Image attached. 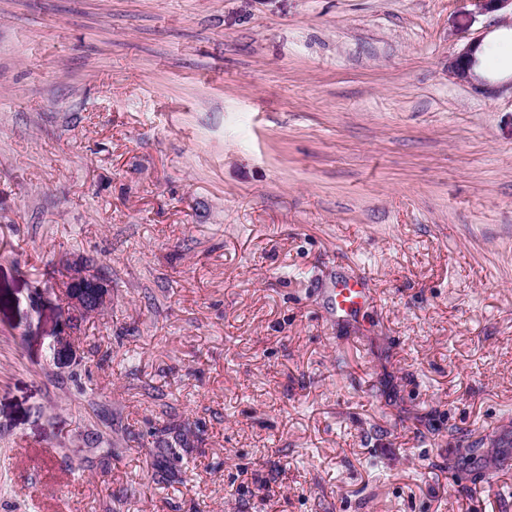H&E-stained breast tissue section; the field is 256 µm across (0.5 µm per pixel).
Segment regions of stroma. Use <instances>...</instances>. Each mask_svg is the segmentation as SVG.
<instances>
[{
  "label": "stroma",
  "mask_w": 512,
  "mask_h": 512,
  "mask_svg": "<svg viewBox=\"0 0 512 512\" xmlns=\"http://www.w3.org/2000/svg\"><path fill=\"white\" fill-rule=\"evenodd\" d=\"M467 0H0V512H512V89ZM112 298L79 320L63 262ZM376 302L336 320L328 288ZM483 43V37L477 36L469 40L462 48L448 56V75L454 80L475 86L487 95H495L499 90L491 85L477 72L480 59L476 52Z\"/></svg>",
  "instance_id": "35a3bbf8"
}]
</instances>
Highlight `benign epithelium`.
Returning <instances> with one entry per match:
<instances>
[{
    "label": "benign epithelium",
    "instance_id": "1",
    "mask_svg": "<svg viewBox=\"0 0 512 512\" xmlns=\"http://www.w3.org/2000/svg\"><path fill=\"white\" fill-rule=\"evenodd\" d=\"M481 14L498 13L496 25L512 30V0H468ZM483 43V37L469 40L462 48L448 55V75L454 80L470 84L494 95L498 87L488 83L477 72L480 59L476 52ZM55 289L63 296L67 305L81 313L99 311L110 301V283L104 270L83 262H73L55 282Z\"/></svg>",
    "mask_w": 512,
    "mask_h": 512
}]
</instances>
